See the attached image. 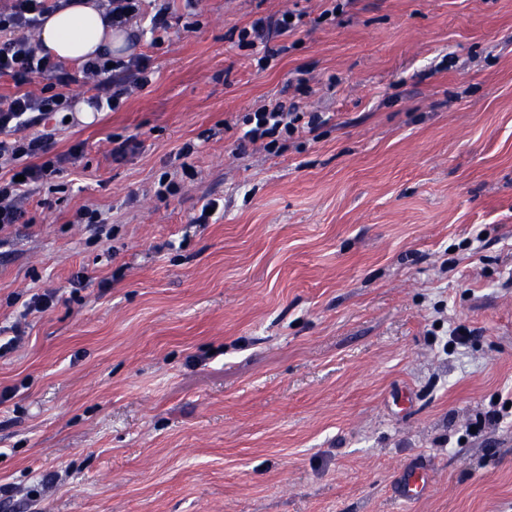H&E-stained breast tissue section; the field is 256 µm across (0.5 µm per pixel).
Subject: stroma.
Instances as JSON below:
<instances>
[{"label": "stroma", "instance_id": "35a3bbf8", "mask_svg": "<svg viewBox=\"0 0 512 512\" xmlns=\"http://www.w3.org/2000/svg\"><path fill=\"white\" fill-rule=\"evenodd\" d=\"M340 2L171 0L162 45L133 27L153 82L58 125L84 155L0 246V512H512V0ZM288 9L258 67L239 28ZM276 101L326 113L318 140L238 146ZM187 142L195 178L157 197ZM426 484L425 475L417 467H410L398 483L396 493L402 501L413 502L424 492Z\"/></svg>", "mask_w": 512, "mask_h": 512}]
</instances>
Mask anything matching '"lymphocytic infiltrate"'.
Listing matches in <instances>:
<instances>
[{"mask_svg": "<svg viewBox=\"0 0 512 512\" xmlns=\"http://www.w3.org/2000/svg\"><path fill=\"white\" fill-rule=\"evenodd\" d=\"M70 0H5L0 6V32L12 31V38L0 39V76L10 77L21 86L20 94L0 100V229L20 223L25 213L20 200L40 189L62 172L64 164L78 160L84 150L77 142L63 153H52V132L46 121L70 110L68 95L71 85L95 83L99 90L91 104L117 111L129 91L145 88L154 76L152 59L140 54L114 62L97 57L81 65L78 72H69L62 62L41 51L29 35L46 15L69 6ZM303 21L302 14L281 12L258 17L238 31V46L254 48L267 41L270 34L294 35ZM39 76V91H27L31 76ZM242 141L260 144L265 151L278 150L280 141L296 132L316 135L322 125L319 116L302 120L300 113L283 103L260 107L243 119Z\"/></svg>", "mask_w": 512, "mask_h": 512, "instance_id": "1", "label": "lymphocytic infiltrate"}]
</instances>
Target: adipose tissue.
<instances>
[{
  "label": "adipose tissue",
  "mask_w": 512,
  "mask_h": 512,
  "mask_svg": "<svg viewBox=\"0 0 512 512\" xmlns=\"http://www.w3.org/2000/svg\"><path fill=\"white\" fill-rule=\"evenodd\" d=\"M38 39L51 53L81 62L96 53H121L128 46L124 32L106 28L96 0H72L50 15L38 29Z\"/></svg>",
  "instance_id": "obj_1"
}]
</instances>
